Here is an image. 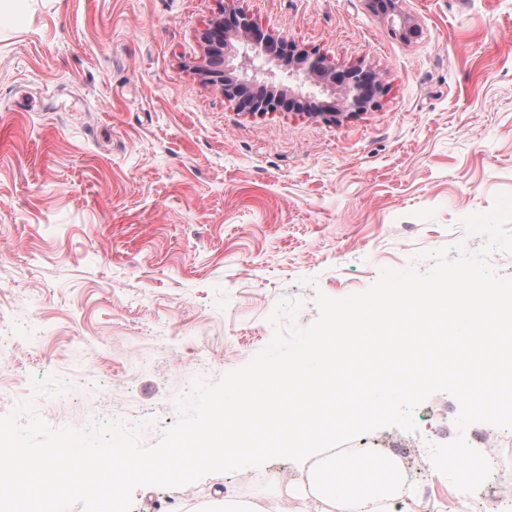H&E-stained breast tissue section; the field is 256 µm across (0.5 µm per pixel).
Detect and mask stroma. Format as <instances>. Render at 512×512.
<instances>
[{
    "label": "stroma",
    "mask_w": 512,
    "mask_h": 512,
    "mask_svg": "<svg viewBox=\"0 0 512 512\" xmlns=\"http://www.w3.org/2000/svg\"><path fill=\"white\" fill-rule=\"evenodd\" d=\"M224 0H22L0 18V416L38 389L39 416L86 431L119 422L156 444L195 378L218 382L274 335L281 299L342 298L423 252L512 253L463 217L512 195V0H404L405 39L365 0H237L263 28L337 68L378 72L377 108L339 120L240 111L194 71ZM459 403L437 392L417 428L353 441L404 446L400 512H459L433 465ZM469 503L512 512V429ZM274 459L134 506L208 512L224 500L293 512L308 467Z\"/></svg>",
    "instance_id": "obj_1"
}]
</instances>
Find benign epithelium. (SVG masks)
Listing matches in <instances>:
<instances>
[{"label": "benign epithelium", "instance_id": "7a95c632", "mask_svg": "<svg viewBox=\"0 0 512 512\" xmlns=\"http://www.w3.org/2000/svg\"><path fill=\"white\" fill-rule=\"evenodd\" d=\"M370 7L390 17H398L402 32L416 34L401 8V0H367ZM242 44V54H224V68L211 65L209 48L223 40ZM203 54L196 66L201 81L215 86L238 109L253 114L279 112L285 102L302 105V112L334 117L344 112H365L377 107L384 85L377 73L360 67L338 69L325 56L298 47L293 41L265 30L248 15L237 10L234 0H224L223 9L202 35ZM298 82V90L277 87L276 71ZM338 95V105L320 102L312 92H302L305 84Z\"/></svg>", "mask_w": 512, "mask_h": 512}]
</instances>
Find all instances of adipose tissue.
<instances>
[{"label":"adipose tissue","mask_w":512,"mask_h":512,"mask_svg":"<svg viewBox=\"0 0 512 512\" xmlns=\"http://www.w3.org/2000/svg\"><path fill=\"white\" fill-rule=\"evenodd\" d=\"M306 479L313 497L330 502L335 512H376L377 504L398 498L406 483L396 461L381 454L330 455Z\"/></svg>","instance_id":"ef3b65f1"}]
</instances>
